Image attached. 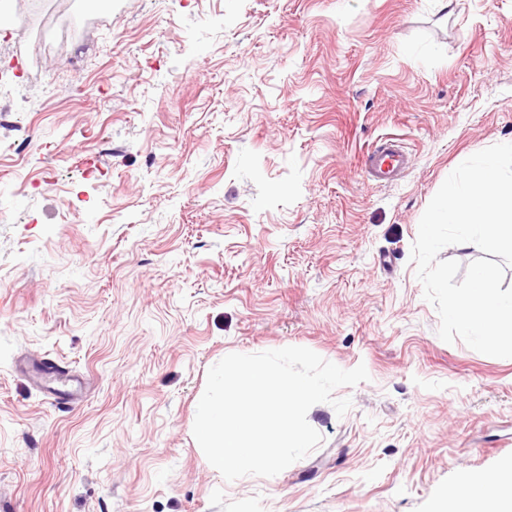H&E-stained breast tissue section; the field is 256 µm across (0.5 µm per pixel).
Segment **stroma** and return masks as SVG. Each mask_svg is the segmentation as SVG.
<instances>
[{
    "label": "stroma",
    "instance_id": "stroma-1",
    "mask_svg": "<svg viewBox=\"0 0 512 512\" xmlns=\"http://www.w3.org/2000/svg\"><path fill=\"white\" fill-rule=\"evenodd\" d=\"M36 3L0 26V169L31 181L0 179V512H432L512 459V358L442 341L410 260L448 175L512 143V0ZM288 346L370 379L226 481L207 372ZM407 155L394 144H383L368 151L362 159V165L368 176L379 183L393 181L408 167Z\"/></svg>",
    "mask_w": 512,
    "mask_h": 512
}]
</instances>
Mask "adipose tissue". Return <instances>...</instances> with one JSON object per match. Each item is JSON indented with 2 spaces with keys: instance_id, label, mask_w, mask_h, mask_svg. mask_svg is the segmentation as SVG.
Instances as JSON below:
<instances>
[{
  "instance_id": "adipose-tissue-1",
  "label": "adipose tissue",
  "mask_w": 512,
  "mask_h": 512,
  "mask_svg": "<svg viewBox=\"0 0 512 512\" xmlns=\"http://www.w3.org/2000/svg\"><path fill=\"white\" fill-rule=\"evenodd\" d=\"M433 512H512V465L498 480L458 484L435 503Z\"/></svg>"
}]
</instances>
